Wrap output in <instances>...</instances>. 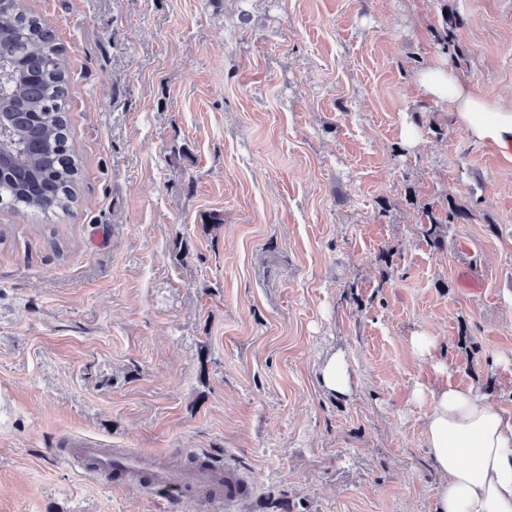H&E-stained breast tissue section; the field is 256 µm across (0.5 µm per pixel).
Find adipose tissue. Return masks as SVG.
Instances as JSON below:
<instances>
[{
    "mask_svg": "<svg viewBox=\"0 0 512 512\" xmlns=\"http://www.w3.org/2000/svg\"><path fill=\"white\" fill-rule=\"evenodd\" d=\"M418 82L472 138L512 144V108L474 95L453 69L421 73ZM429 400L424 435L441 477L435 512H512V417L471 388L440 387Z\"/></svg>",
    "mask_w": 512,
    "mask_h": 512,
    "instance_id": "adipose-tissue-1",
    "label": "adipose tissue"
}]
</instances>
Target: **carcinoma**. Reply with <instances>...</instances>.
Instances as JSON below:
<instances>
[{
    "mask_svg": "<svg viewBox=\"0 0 512 512\" xmlns=\"http://www.w3.org/2000/svg\"><path fill=\"white\" fill-rule=\"evenodd\" d=\"M458 16L444 14L434 38L441 53L458 65L466 54L456 43ZM0 150L10 157L0 173V206L45 214L68 211L78 201V155L69 143L65 118L68 62L51 30L24 0H0ZM423 234L441 249L444 227L468 218L448 197L443 205H421Z\"/></svg>",
    "mask_w": 512,
    "mask_h": 512,
    "instance_id": "1",
    "label": "carcinoma"
}]
</instances>
